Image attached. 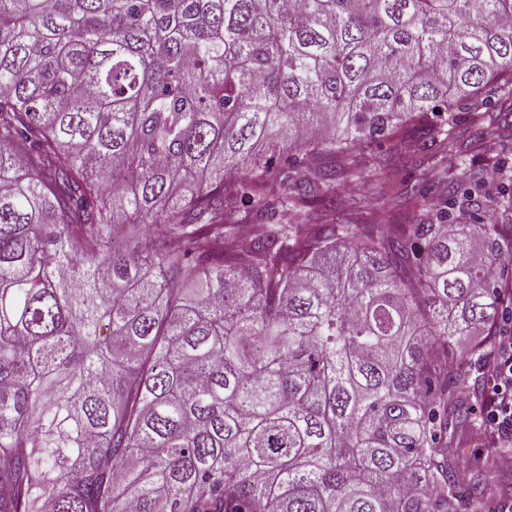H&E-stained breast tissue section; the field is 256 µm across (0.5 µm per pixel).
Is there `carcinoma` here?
I'll list each match as a JSON object with an SVG mask.
<instances>
[{"label": "carcinoma", "instance_id": "1", "mask_svg": "<svg viewBox=\"0 0 512 512\" xmlns=\"http://www.w3.org/2000/svg\"><path fill=\"white\" fill-rule=\"evenodd\" d=\"M511 116L512 0H0V512H485ZM410 163L450 209L336 203ZM475 336H467L466 340L458 347L456 365L461 375L467 380L458 389V393L464 388L473 385L474 379L479 375V366L468 355V348L474 340L484 339V332L481 329L474 330Z\"/></svg>", "mask_w": 512, "mask_h": 512}]
</instances>
